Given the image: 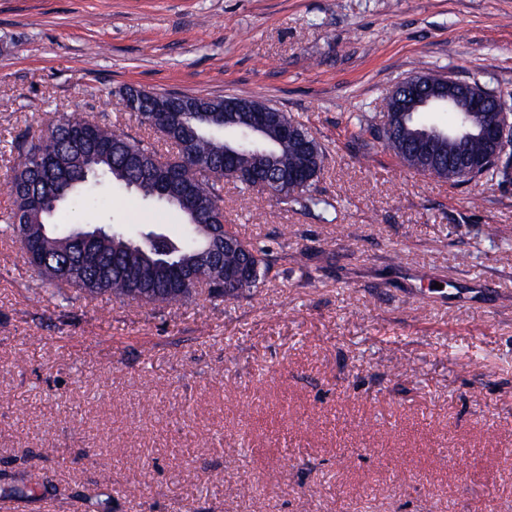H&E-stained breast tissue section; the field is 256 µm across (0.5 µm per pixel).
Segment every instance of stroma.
<instances>
[{"label":"stroma","instance_id":"35a3bbf8","mask_svg":"<svg viewBox=\"0 0 512 512\" xmlns=\"http://www.w3.org/2000/svg\"><path fill=\"white\" fill-rule=\"evenodd\" d=\"M427 73L512 107V0H0V213L8 144L47 113L141 134L126 86L284 112L335 207L225 182L226 229L272 269L156 311L61 301L0 240V512H512V241L488 234L512 233V180L419 175L352 134ZM56 220L184 232L101 178Z\"/></svg>","mask_w":512,"mask_h":512}]
</instances>
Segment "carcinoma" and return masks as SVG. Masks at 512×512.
Returning <instances> with one entry per match:
<instances>
[{"instance_id": "carcinoma-1", "label": "carcinoma", "mask_w": 512, "mask_h": 512, "mask_svg": "<svg viewBox=\"0 0 512 512\" xmlns=\"http://www.w3.org/2000/svg\"><path fill=\"white\" fill-rule=\"evenodd\" d=\"M134 92L140 100L136 119L175 147L177 156L163 158L153 142L120 131L110 121L76 114L55 116L48 120L45 132L37 139L19 135L11 141V151L17 154L18 162L7 182L12 208L0 225V235L19 245L25 264L43 284L64 285L79 297L96 288L109 300L144 306L185 303L189 298L179 291L180 283L172 275V268L206 263L210 239L205 229L209 224L224 223L220 205L224 181H232L235 176L234 169L222 166L224 150L236 153L238 166L250 167L253 153L259 147L276 154L280 172L302 164L304 158L272 140L256 145L244 125H224L222 99L185 96L182 102L173 105L174 111L164 113V122L160 124L156 109L167 103L169 96L133 86L125 87L121 96L125 98ZM424 128L426 125L414 115L408 129L394 137L382 136L379 129L372 130V134L381 140L385 150L403 161L415 149L414 133ZM434 151L440 165L428 171L431 176L462 184L512 177L494 166L482 168L480 175L474 177H463L457 172L449 175L448 138L437 139ZM98 176L175 208L178 193L192 196L195 210L183 211L188 237L174 242L149 230L141 233V239L133 240L112 232L110 224H89L87 228L95 227L102 234L87 243L78 239V226L54 223L53 218L61 208ZM270 195L304 209L327 206L310 193L308 186L296 191L277 183L271 186ZM229 237L237 249L224 253V267H234L240 259L248 257L257 265L258 277L236 283L217 279L210 289V295L216 298L234 299L258 287L270 267L267 250L233 233ZM43 253L52 257L58 253L71 256L83 274L74 275L57 265L43 267Z\"/></svg>"}]
</instances>
